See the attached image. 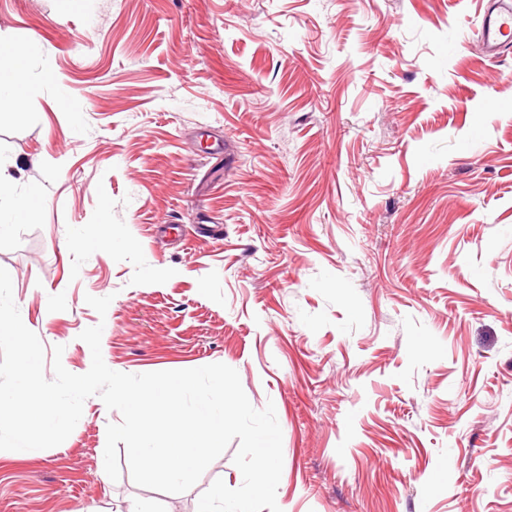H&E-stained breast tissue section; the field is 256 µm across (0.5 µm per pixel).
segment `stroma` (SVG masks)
I'll list each match as a JSON object with an SVG mask.
<instances>
[{"mask_svg": "<svg viewBox=\"0 0 512 512\" xmlns=\"http://www.w3.org/2000/svg\"><path fill=\"white\" fill-rule=\"evenodd\" d=\"M484 0H0V164L42 203L0 235L24 325L127 374L223 363L283 435L285 512H512V46ZM77 105L71 114L69 105ZM94 233L74 246L76 230ZM111 297L99 315L86 296ZM89 397L0 512H197L102 478ZM481 52L488 59L497 58L512 42V2L500 0L484 14L480 29ZM34 44L22 47H14L12 55L16 57L13 68L2 70L0 68V107H33L34 101L23 97L22 89L29 83V71L21 64V61L33 53Z\"/></svg>", "mask_w": 512, "mask_h": 512, "instance_id": "obj_1", "label": "stroma"}]
</instances>
